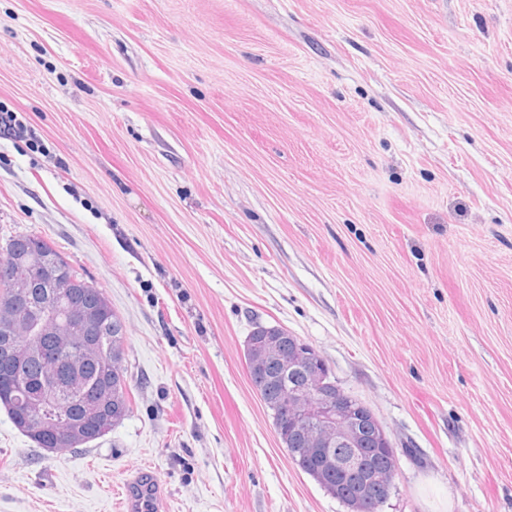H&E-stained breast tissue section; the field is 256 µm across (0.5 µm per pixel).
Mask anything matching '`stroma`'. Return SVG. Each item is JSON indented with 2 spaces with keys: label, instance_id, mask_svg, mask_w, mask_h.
Wrapping results in <instances>:
<instances>
[{
  "label": "stroma",
  "instance_id": "stroma-1",
  "mask_svg": "<svg viewBox=\"0 0 512 512\" xmlns=\"http://www.w3.org/2000/svg\"><path fill=\"white\" fill-rule=\"evenodd\" d=\"M0 246L102 288L133 410L52 453L0 408V512H350L247 375L313 346L398 469L379 512H512V0H0ZM154 490L153 481L146 476L135 485H127L123 500L126 512L147 511L150 505L149 495H153Z\"/></svg>",
  "mask_w": 512,
  "mask_h": 512
}]
</instances>
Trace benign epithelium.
I'll return each instance as SVG.
<instances>
[{
	"mask_svg": "<svg viewBox=\"0 0 512 512\" xmlns=\"http://www.w3.org/2000/svg\"><path fill=\"white\" fill-rule=\"evenodd\" d=\"M0 279L12 288L0 301V328L15 336L24 330L31 339L13 340L0 351L1 402L30 410L27 426L34 438H47L54 448H73L87 438L84 422L65 414L67 402L81 399L91 408L106 410L95 433L109 431L124 412L120 387L86 391L81 369L91 366L106 378L122 379L125 347L111 333L102 298L85 304L70 293L76 277L65 262L45 253L36 236L25 237V247L0 267ZM46 282L56 289L47 309L32 306L28 285ZM250 381L266 401L276 400L275 431L280 441L300 435L302 447L288 449L294 461L319 460L322 480L336 487H353L354 512H376L389 494L396 467L393 445L380 421L330 378L319 352L308 343L280 330L247 340ZM387 462L366 467L375 455Z\"/></svg>",
	"mask_w": 512,
	"mask_h": 512,
	"instance_id": "obj_1",
	"label": "benign epithelium"
}]
</instances>
